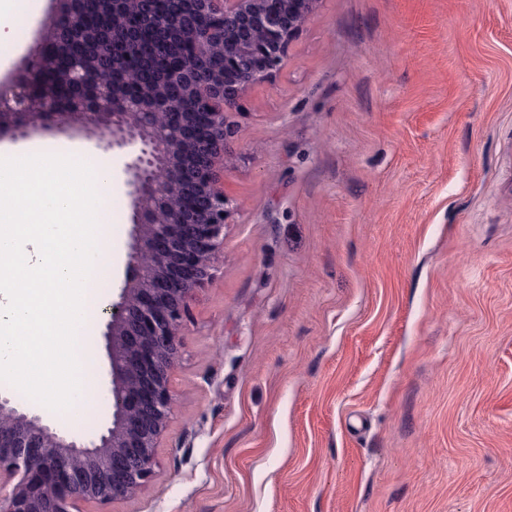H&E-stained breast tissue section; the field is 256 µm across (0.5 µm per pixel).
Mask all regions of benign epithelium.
<instances>
[{"instance_id": "obj_1", "label": "benign epithelium", "mask_w": 512, "mask_h": 512, "mask_svg": "<svg viewBox=\"0 0 512 512\" xmlns=\"http://www.w3.org/2000/svg\"><path fill=\"white\" fill-rule=\"evenodd\" d=\"M318 2L192 0L201 16L224 19V72L210 71V33L202 25L195 30V64L170 70L177 95L147 101L140 93L121 94L102 78L93 104L77 102L63 111L19 78L48 49L62 54L80 42L75 0H54L50 23L35 30L36 52L0 77V140L29 137L34 110L43 127L65 120L99 131L96 148L123 158L132 226L119 291L101 310L110 425L78 439L1 390L0 512H82L84 502L134 497L154 478L155 449L176 402L171 377L190 302L211 281L224 244V172L237 134L228 115L280 68ZM149 4L112 0L129 16L105 36L112 57L131 52L140 32L172 26ZM63 15L74 16L72 26H59ZM90 73L86 57L75 55L64 79L76 86ZM189 101L207 109L204 137L193 131L197 113L186 111Z\"/></svg>"}]
</instances>
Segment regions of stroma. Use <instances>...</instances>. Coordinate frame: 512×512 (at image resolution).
Segmentation results:
<instances>
[{
	"mask_svg": "<svg viewBox=\"0 0 512 512\" xmlns=\"http://www.w3.org/2000/svg\"><path fill=\"white\" fill-rule=\"evenodd\" d=\"M53 11L25 14L0 75ZM232 119L156 475L85 512H512V0H320ZM27 144L97 154L78 126L0 152ZM45 416L88 437L111 408Z\"/></svg>",
	"mask_w": 512,
	"mask_h": 512,
	"instance_id": "stroma-1",
	"label": "stroma"
}]
</instances>
